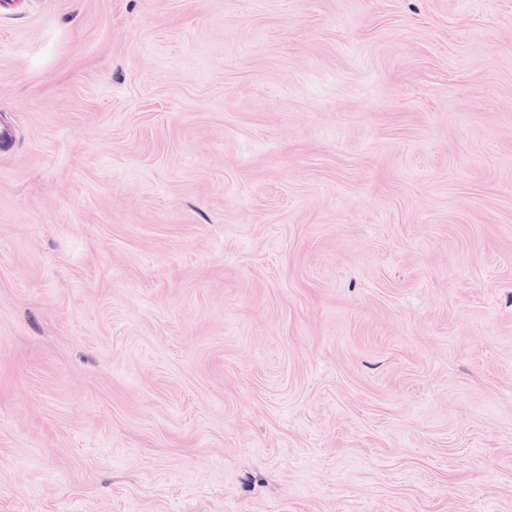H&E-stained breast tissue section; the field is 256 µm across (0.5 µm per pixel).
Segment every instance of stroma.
Segmentation results:
<instances>
[{
    "mask_svg": "<svg viewBox=\"0 0 512 512\" xmlns=\"http://www.w3.org/2000/svg\"><path fill=\"white\" fill-rule=\"evenodd\" d=\"M0 512H512V0L0 11Z\"/></svg>",
    "mask_w": 512,
    "mask_h": 512,
    "instance_id": "35a3bbf8",
    "label": "stroma"
}]
</instances>
